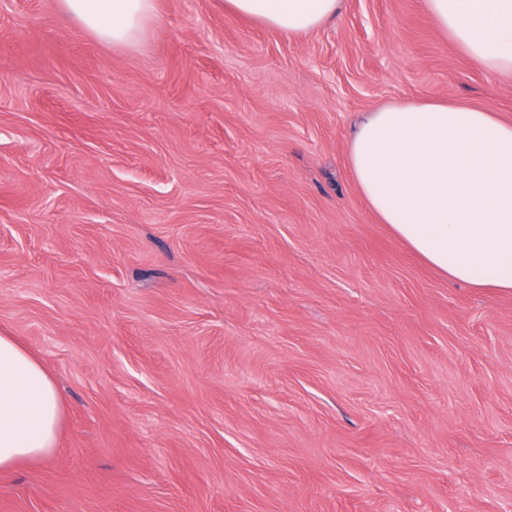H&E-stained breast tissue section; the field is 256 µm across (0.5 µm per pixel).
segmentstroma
Segmentation results:
<instances>
[{
    "label": "stroma",
    "instance_id": "obj_1",
    "mask_svg": "<svg viewBox=\"0 0 512 512\" xmlns=\"http://www.w3.org/2000/svg\"><path fill=\"white\" fill-rule=\"evenodd\" d=\"M159 11L132 52L0 0V333L63 403L0 512H512V293L437 273L347 165L365 112L512 122V79L424 0L299 36Z\"/></svg>",
    "mask_w": 512,
    "mask_h": 512
}]
</instances>
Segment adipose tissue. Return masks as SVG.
<instances>
[{
    "instance_id": "1",
    "label": "adipose tissue",
    "mask_w": 512,
    "mask_h": 512,
    "mask_svg": "<svg viewBox=\"0 0 512 512\" xmlns=\"http://www.w3.org/2000/svg\"><path fill=\"white\" fill-rule=\"evenodd\" d=\"M235 15L290 35L323 27L343 0H225ZM100 40L136 49L158 0H58ZM456 47L491 75L512 77V0H425ZM348 167L378 223L449 280L512 292V124L449 102L407 101L366 113ZM62 402L55 379L0 334V471L52 455Z\"/></svg>"
}]
</instances>
